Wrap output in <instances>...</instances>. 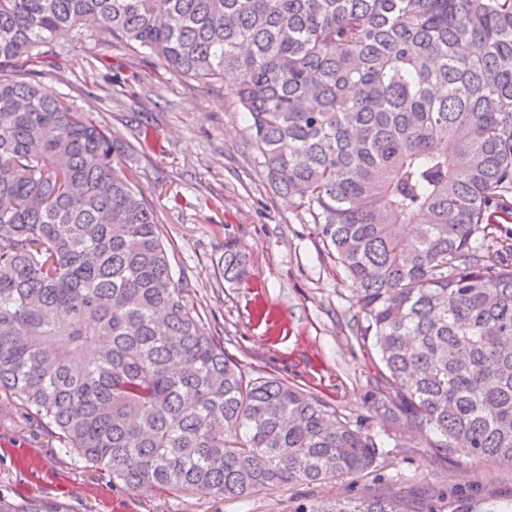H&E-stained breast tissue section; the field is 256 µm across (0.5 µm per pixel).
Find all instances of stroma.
Returning <instances> with one entry per match:
<instances>
[{
    "label": "stroma",
    "instance_id": "stroma-1",
    "mask_svg": "<svg viewBox=\"0 0 512 512\" xmlns=\"http://www.w3.org/2000/svg\"><path fill=\"white\" fill-rule=\"evenodd\" d=\"M46 49L58 66L40 75L44 91L135 143L125 163L138 168L173 270L225 352L244 370L299 386L346 420L382 433L371 408L379 359L348 328L358 312L352 283L324 252L307 214L272 190L250 140V118L229 84L170 73L158 54L131 52L87 27ZM228 242L250 261L239 285L220 275ZM380 474L395 484H447L512 502V466L444 461L419 433L402 428L385 440L373 473L260 489L244 501L187 490L142 494L60 452L18 401L0 392V494L15 501L40 496L63 512H293L301 500L377 488Z\"/></svg>",
    "mask_w": 512,
    "mask_h": 512
}]
</instances>
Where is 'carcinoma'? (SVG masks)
Listing matches in <instances>:
<instances>
[{"instance_id":"cac0c4a2","label":"carcinoma","mask_w":512,"mask_h":512,"mask_svg":"<svg viewBox=\"0 0 512 512\" xmlns=\"http://www.w3.org/2000/svg\"><path fill=\"white\" fill-rule=\"evenodd\" d=\"M78 24L234 76L269 181L356 285L371 407L445 458L512 466V236L485 234L512 220V0H0V392L128 489L244 500L365 473L377 436L225 354L116 169L124 140L18 73ZM248 274L224 244V281ZM447 509L471 512L446 485L294 512Z\"/></svg>"}]
</instances>
